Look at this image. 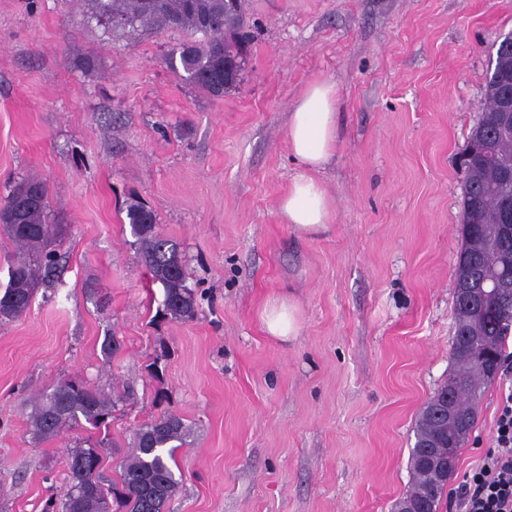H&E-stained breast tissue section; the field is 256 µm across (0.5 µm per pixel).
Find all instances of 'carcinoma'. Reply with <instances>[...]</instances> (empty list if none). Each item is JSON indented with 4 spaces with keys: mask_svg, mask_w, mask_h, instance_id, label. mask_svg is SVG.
Wrapping results in <instances>:
<instances>
[{
    "mask_svg": "<svg viewBox=\"0 0 512 512\" xmlns=\"http://www.w3.org/2000/svg\"><path fill=\"white\" fill-rule=\"evenodd\" d=\"M99 16L112 22V32L135 35L177 29L187 40L170 50L165 62L181 79L213 99L237 86L246 62L250 33L245 0H92ZM488 78L481 116L467 147H479L465 162L460 231L462 247L454 264L455 328L449 344L448 378L424 403L410 454L411 488L405 495L423 503L424 512H439L448 479L475 424L485 388L497 374L512 336V226L504 222V206L512 210V136L500 130L501 78H512V43L501 42ZM48 197L46 184L28 176L16 182L0 204V229L19 253L9 267L12 294L0 299V322L22 316L36 288L58 268V246L67 232L48 223L49 205L31 202ZM131 233L142 262L164 292L163 310L189 321L197 314L194 289L187 284L186 259L180 245L160 230L153 211L132 204L127 210ZM454 405L458 422L448 426L436 414L443 396ZM116 401L79 380H65L34 396L30 433L45 440L81 422L107 426ZM190 428L175 414H164L139 427L135 448L120 465L119 481L103 472L104 449L71 448L66 457L69 486L46 505V512H168L180 481L172 470L176 446L186 443ZM429 443L452 449L451 463L440 481L420 462Z\"/></svg>",
    "mask_w": 512,
    "mask_h": 512,
    "instance_id": "obj_1",
    "label": "carcinoma"
}]
</instances>
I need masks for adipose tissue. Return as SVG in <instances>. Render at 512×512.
I'll return each instance as SVG.
<instances>
[{
    "label": "adipose tissue",
    "instance_id": "1",
    "mask_svg": "<svg viewBox=\"0 0 512 512\" xmlns=\"http://www.w3.org/2000/svg\"><path fill=\"white\" fill-rule=\"evenodd\" d=\"M337 128L335 86L312 83L289 115V149L299 168L278 202L285 222L308 236L325 231L331 221L333 202L315 174L336 152ZM260 321L266 335L277 340L290 339L299 331L297 309L286 300L267 305Z\"/></svg>",
    "mask_w": 512,
    "mask_h": 512
}]
</instances>
